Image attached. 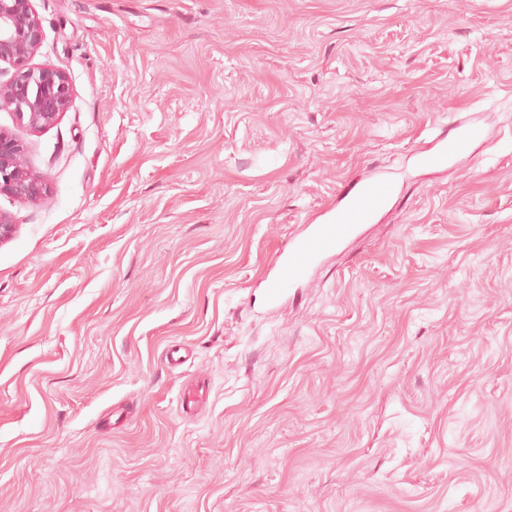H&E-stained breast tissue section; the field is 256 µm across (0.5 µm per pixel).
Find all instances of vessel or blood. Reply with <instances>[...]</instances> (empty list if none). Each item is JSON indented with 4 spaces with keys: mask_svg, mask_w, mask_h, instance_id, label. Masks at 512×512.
Wrapping results in <instances>:
<instances>
[{
    "mask_svg": "<svg viewBox=\"0 0 512 512\" xmlns=\"http://www.w3.org/2000/svg\"><path fill=\"white\" fill-rule=\"evenodd\" d=\"M484 135L482 127L464 123L442 129L432 148L416 151V161L427 170L445 168L454 159L468 154ZM392 190L391 182L382 177L355 180L337 196L335 207L327 211L322 223L301 225L267 267L273 275L268 285L270 304H277L285 287L305 278L360 225L372 223Z\"/></svg>",
    "mask_w": 512,
    "mask_h": 512,
    "instance_id": "obj_1",
    "label": "vessel or blood"
}]
</instances>
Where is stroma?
Listing matches in <instances>:
<instances>
[{"instance_id":"35a3bbf8","label":"stroma","mask_w":512,"mask_h":512,"mask_svg":"<svg viewBox=\"0 0 512 512\" xmlns=\"http://www.w3.org/2000/svg\"><path fill=\"white\" fill-rule=\"evenodd\" d=\"M31 4L73 92L0 111L47 184L0 196V512H512V0ZM372 172L386 209L268 311ZM484 136V129L478 125L460 123L442 129L432 148L414 152L417 164L427 170L445 168L454 159L468 154L473 144ZM393 186L382 177L357 179L336 198L321 224H302L300 229L276 252L267 267L270 281L269 302L276 305L281 291L305 278L351 237L361 224H371L386 205Z\"/></svg>"}]
</instances>
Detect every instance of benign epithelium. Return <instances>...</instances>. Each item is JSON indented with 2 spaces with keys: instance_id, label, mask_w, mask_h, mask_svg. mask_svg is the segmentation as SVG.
<instances>
[{
  "instance_id": "benign-epithelium-1",
  "label": "benign epithelium",
  "mask_w": 512,
  "mask_h": 512,
  "mask_svg": "<svg viewBox=\"0 0 512 512\" xmlns=\"http://www.w3.org/2000/svg\"><path fill=\"white\" fill-rule=\"evenodd\" d=\"M42 40V27L31 0H0V62L14 66L5 82L0 81V110H9L33 130L52 125L68 108L72 86L58 68L27 66ZM47 192L43 178L24 162V147L0 129V195L22 202H36Z\"/></svg>"
}]
</instances>
